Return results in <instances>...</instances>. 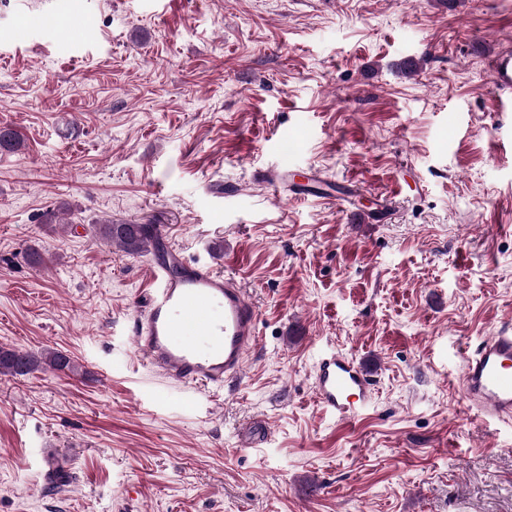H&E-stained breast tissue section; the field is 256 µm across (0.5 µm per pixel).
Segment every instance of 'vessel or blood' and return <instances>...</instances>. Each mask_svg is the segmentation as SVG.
Wrapping results in <instances>:
<instances>
[{
	"mask_svg": "<svg viewBox=\"0 0 512 512\" xmlns=\"http://www.w3.org/2000/svg\"><path fill=\"white\" fill-rule=\"evenodd\" d=\"M488 68L500 96L512 95V52L494 53ZM150 239L149 294L132 326L141 362L187 388L220 389L239 381L259 338V312L248 290L237 277L187 256L167 225H152ZM462 382L479 414L512 417L511 328L465 352ZM313 389L325 412L350 423L370 405L373 379L362 362L330 351L316 362Z\"/></svg>",
	"mask_w": 512,
	"mask_h": 512,
	"instance_id": "b4317fda",
	"label": "vessel or blood"
}]
</instances>
